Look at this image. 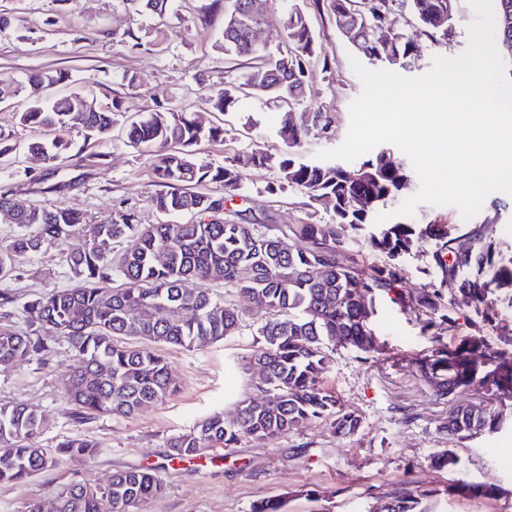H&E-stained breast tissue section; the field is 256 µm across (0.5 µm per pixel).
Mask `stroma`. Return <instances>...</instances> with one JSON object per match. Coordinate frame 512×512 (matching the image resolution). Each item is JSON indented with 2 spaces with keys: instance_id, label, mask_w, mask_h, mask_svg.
<instances>
[{
  "instance_id": "obj_1",
  "label": "stroma",
  "mask_w": 512,
  "mask_h": 512,
  "mask_svg": "<svg viewBox=\"0 0 512 512\" xmlns=\"http://www.w3.org/2000/svg\"><path fill=\"white\" fill-rule=\"evenodd\" d=\"M455 21L447 42L418 39L419 49L400 73L424 74L434 57L455 56L467 45L473 11L467 0H454ZM10 26L0 32V129L13 142L26 145L44 138L41 130L23 126L17 114L26 106L20 87L27 75L61 70L71 87L89 89L98 107L123 102L124 119L150 112L179 109L211 115V96L225 82L241 81L248 58L226 59L215 42L224 29V9L210 0H174L164 18L134 15L120 0H0ZM323 48L311 65L313 81L295 112H325L333 119L327 132L312 133L301 150L305 159L338 147L349 126V105L361 92L352 70L355 50L338 31L333 15L309 13ZM285 108L252 97L221 121L224 141L197 146L199 161L220 166L224 161L260 148L283 150L277 136ZM71 144L60 167L48 168L16 156L0 163V193L34 206L70 207L93 224L111 222L125 213L137 223L162 222L151 205L158 192L147 155L122 138L64 130ZM278 178L265 169H248L228 209L245 219H273L277 224H328L333 206L308 201L292 188L277 189ZM470 225H492L503 249L512 248V194L491 193ZM84 232L64 244H49L20 260V278L0 280L13 293L6 306L9 321L26 328L24 307L32 294L51 293L70 285L67 251L84 246ZM213 293L236 303L240 328L224 341L191 349L160 345L156 352L172 369L178 391L146 412L122 417L101 415L77 422L67 415L65 392L75 358L68 344L50 341L48 354L0 365V403L25 402L43 412L47 424L40 441L52 446L74 436L100 443L92 460L45 471L27 485H0V512H28L35 501H49L68 481L105 483L113 471L153 467L165 490L146 512H252L263 498L286 501L287 512H371L378 498L403 483L432 490L431 512H512V436L485 435L453 445L466 463L464 477L497 484L503 495L494 501L460 500L448 496L449 473L433 466L434 455L447 446L442 426L449 403L437 400L412 372L409 359L425 343L417 326L389 301L378 305L376 333L379 354L361 361L356 351L338 348L329 354L325 385L342 407L359 416L357 433L340 435L329 424L311 421L275 441L242 437L191 461H167L168 443L213 413L233 419L236 403L251 396V376L243 363L268 313L211 282Z\"/></svg>"
}]
</instances>
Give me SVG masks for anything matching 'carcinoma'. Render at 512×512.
I'll use <instances>...</instances> for the list:
<instances>
[{
	"label": "carcinoma",
	"instance_id": "1",
	"mask_svg": "<svg viewBox=\"0 0 512 512\" xmlns=\"http://www.w3.org/2000/svg\"><path fill=\"white\" fill-rule=\"evenodd\" d=\"M134 13L149 10L162 17L171 0H123ZM354 0H312L327 8L338 30L356 26L349 10ZM406 8L415 17L417 33L388 47L371 30L362 28L349 42L365 58L391 68L414 55L417 35L440 43L454 23L453 0H378L379 15ZM290 50L277 56L263 46L250 53L251 69L264 70L268 84L252 94L281 104L306 95L310 65L322 54L308 14L292 3L283 15ZM235 30L224 27L216 47L237 57ZM68 82L63 71L30 76L28 84L53 87ZM244 87L226 85L212 96L213 110L230 112ZM89 92L73 89L48 100H33L19 122L31 128L63 130L81 127L108 136L119 124L122 103L89 110ZM329 118L321 112L300 116L297 126L278 135L286 150L256 149L244 159L214 167L198 162L192 147L224 139L222 124L192 112H152L122 123L131 146L151 158L156 183L163 187L151 200L164 215H190L182 224H138L124 214L110 223L90 224L69 207L24 205L0 194V211L13 213L12 223L26 232L0 251V278L13 275L18 258L43 244H59L78 228L89 243L66 254L71 287L41 295L27 305L30 329L19 331L0 323V364H11L49 350L45 337L68 342L78 365L67 392L69 415L77 421L98 414L132 415L174 392L170 368L151 348L124 346L119 338L147 340L155 345L194 348L232 336L240 325L237 308L200 287L221 281L243 299L265 307L272 318L258 330L246 357L257 395L235 407L231 423L221 413L197 423L169 440L168 460H192L215 448L228 447L241 437L273 441L303 423L326 420L335 433L354 434L361 420L343 410L335 392L322 378L329 351L351 347L366 362L382 345L374 329L377 304L389 299L419 327L427 347L414 365L419 378L436 398L452 403L443 429L455 442L475 434L495 436L512 432V419L479 404L459 403L478 386L498 402L512 401V327L497 321L498 307L512 305V257L485 227L467 224H375L378 210L401 197L409 176L390 149L367 154L356 167L307 161L299 157L314 128L326 130ZM68 141L56 137L26 147L33 159L54 166L65 158ZM275 169L280 187L300 191L310 200L333 199L330 224H241L224 218L226 194L237 190L244 168ZM210 182L219 193L194 188ZM136 240L133 249L112 255V243ZM292 248L284 253L280 239ZM434 246L436 278L419 288L406 286L399 258L416 244ZM371 254L387 261L364 271ZM122 287H113L114 278ZM474 314L471 331L453 343V314ZM45 419L37 407L0 404V483L22 484L37 474L69 463L90 460L100 445L71 437L54 448L37 438ZM453 448L434 456L440 471L459 470ZM448 494L473 500H496L503 488L495 484L456 480ZM164 486L151 468L119 470L101 487L70 482L55 492V512H145ZM434 491L402 487L383 497L373 512H430L426 499Z\"/></svg>",
	"mask_w": 512,
	"mask_h": 512
}]
</instances>
